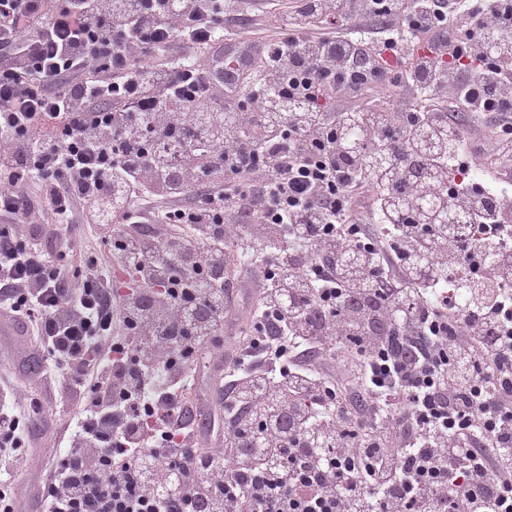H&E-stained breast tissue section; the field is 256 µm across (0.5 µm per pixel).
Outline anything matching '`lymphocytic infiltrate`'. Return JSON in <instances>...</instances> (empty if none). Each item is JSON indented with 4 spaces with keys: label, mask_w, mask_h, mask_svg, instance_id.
<instances>
[{
    "label": "lymphocytic infiltrate",
    "mask_w": 512,
    "mask_h": 512,
    "mask_svg": "<svg viewBox=\"0 0 512 512\" xmlns=\"http://www.w3.org/2000/svg\"><path fill=\"white\" fill-rule=\"evenodd\" d=\"M244 2L279 33L218 82L244 22L224 0H0V313L70 418L0 373V512H24L9 478L45 433L67 450L41 512H512V192L448 176L512 158V57L484 44L512 0ZM396 82L412 102L390 112ZM428 124L453 139L419 179ZM376 151L464 232L389 221ZM420 254L440 278L413 282ZM461 266L489 283L464 302ZM216 354L219 388L192 395Z\"/></svg>",
    "instance_id": "obj_1"
}]
</instances>
